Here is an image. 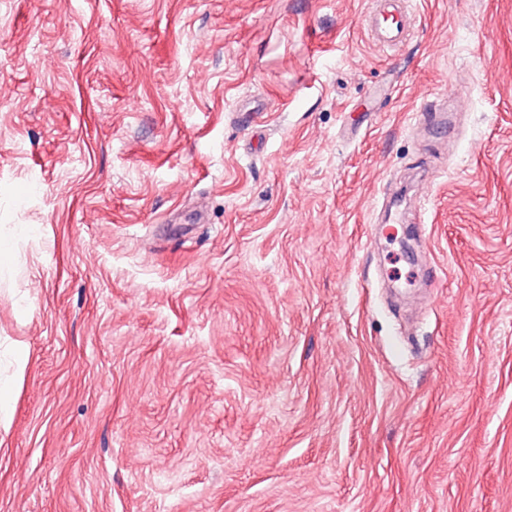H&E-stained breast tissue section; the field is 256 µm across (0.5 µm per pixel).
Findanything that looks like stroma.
<instances>
[{
	"mask_svg": "<svg viewBox=\"0 0 512 512\" xmlns=\"http://www.w3.org/2000/svg\"><path fill=\"white\" fill-rule=\"evenodd\" d=\"M409 6L0 0V512H512V0ZM406 0H374L367 15L373 38L383 46L403 45L410 34V19L402 5Z\"/></svg>",
	"mask_w": 512,
	"mask_h": 512,
	"instance_id": "stroma-1",
	"label": "stroma"
}]
</instances>
